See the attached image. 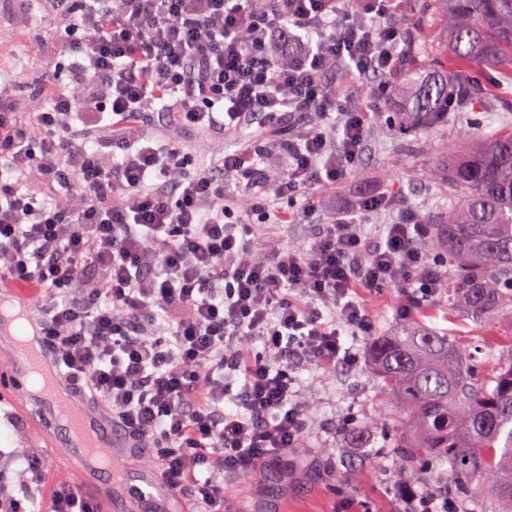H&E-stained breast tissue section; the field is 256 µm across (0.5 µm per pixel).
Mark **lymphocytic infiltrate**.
Listing matches in <instances>:
<instances>
[{"label": "lymphocytic infiltrate", "instance_id": "obj_1", "mask_svg": "<svg viewBox=\"0 0 512 512\" xmlns=\"http://www.w3.org/2000/svg\"><path fill=\"white\" fill-rule=\"evenodd\" d=\"M41 2L68 75H44L21 106L0 96V277L37 288L63 374L173 494L236 512L219 476L254 473L308 431L294 358L354 363L343 337L375 330L363 293L438 288L431 224L402 209L363 234L357 213L391 206L382 193L322 225L309 252L261 236L309 223L357 164L372 116L329 76L388 98L398 0H368L357 22L342 0ZM159 105L210 134L315 120L193 168L174 131H152ZM396 500L458 509L406 480Z\"/></svg>", "mask_w": 512, "mask_h": 512}]
</instances>
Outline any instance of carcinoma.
I'll list each match as a JSON object with an SVG mask.
<instances>
[{"label":"carcinoma","instance_id":"obj_1","mask_svg":"<svg viewBox=\"0 0 512 512\" xmlns=\"http://www.w3.org/2000/svg\"><path fill=\"white\" fill-rule=\"evenodd\" d=\"M434 2L449 14L452 52L434 60L427 30L404 47L411 96L395 123L437 129L446 139L445 103L454 97L466 112L476 95L470 65L489 64L512 80V0ZM444 154L429 177L447 187L448 212L424 247L446 257L438 293L448 312L478 323L499 354L484 376L470 346L406 323L372 341L369 355L397 413L398 470L445 462L465 499L489 496L500 512H512V340L498 336L502 323L512 326V130L481 140L469 132Z\"/></svg>","mask_w":512,"mask_h":512}]
</instances>
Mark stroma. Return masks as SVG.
I'll list each match as a JSON object with an SVG mask.
<instances>
[{
  "label": "stroma",
  "instance_id": "obj_1",
  "mask_svg": "<svg viewBox=\"0 0 512 512\" xmlns=\"http://www.w3.org/2000/svg\"><path fill=\"white\" fill-rule=\"evenodd\" d=\"M50 29L41 27L35 5L29 0H0V70L25 71L28 91L39 89L37 72L51 69L65 74L67 58L52 54ZM471 78L477 88L495 94L499 107H474L472 112H449V132L459 131L463 122H471L478 133L490 138L512 127V84L494 69L473 67ZM336 85L358 88V100L364 101L375 115L366 130V146L356 168L325 194L317 224H286L275 227L276 236L294 249L309 251L318 224L332 222V205H345L376 192L389 195L395 208L364 211L359 220L368 236H375L379 225L391 223L396 208L409 209L428 222H436L448 208L445 190L427 178L426 170L439 156V138L434 130L416 131L391 126L389 116L400 110L405 95L395 91L393 100L372 98L369 81L335 72ZM192 163H209L222 151L234 148L240 133L219 136L190 128L179 129ZM364 301L375 323V334L391 335L395 327L418 321L443 335L461 336L476 345L480 336L468 319L449 318L447 303L441 296L408 304L397 289L365 295ZM345 345L359 355L356 363L323 368L310 360L294 363L302 402L310 429L301 448L288 457L266 463L252 477L228 476L224 479V497L236 503L240 512H342L345 499L370 502L374 512H396L398 505L392 486L400 477L421 482L419 471L399 475L393 459L390 433L370 434L364 445H355L350 432L385 406L381 381L369 359L370 338L348 336ZM16 414L0 402V455L24 467V451L35 448L47 458L42 438L16 426Z\"/></svg>",
  "mask_w": 512,
  "mask_h": 512
}]
</instances>
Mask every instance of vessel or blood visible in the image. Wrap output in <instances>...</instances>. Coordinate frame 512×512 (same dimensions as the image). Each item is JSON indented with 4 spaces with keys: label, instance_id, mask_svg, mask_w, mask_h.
I'll return each instance as SVG.
<instances>
[{
    "label": "vessel or blood",
    "instance_id": "b4317fda",
    "mask_svg": "<svg viewBox=\"0 0 512 512\" xmlns=\"http://www.w3.org/2000/svg\"><path fill=\"white\" fill-rule=\"evenodd\" d=\"M36 288L4 283L0 295L12 311H0V338L10 344L12 384L7 394L17 413L26 416L34 433L52 436L55 427L69 434L65 448L51 455V465L75 477L82 493L108 508L125 489L129 440L101 408L86 404L58 371L51 349L34 314ZM137 493L154 502L157 512H179V505L157 470L145 466L138 474Z\"/></svg>",
    "mask_w": 512,
    "mask_h": 512
}]
</instances>
